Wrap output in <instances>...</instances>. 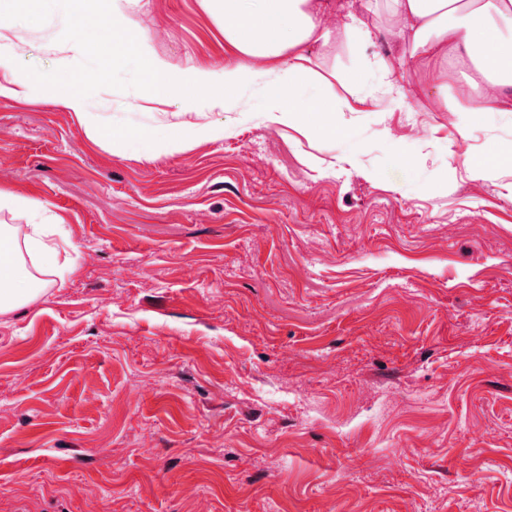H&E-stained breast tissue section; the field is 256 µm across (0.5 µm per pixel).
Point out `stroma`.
I'll return each instance as SVG.
<instances>
[{
  "instance_id": "1",
  "label": "stroma",
  "mask_w": 512,
  "mask_h": 512,
  "mask_svg": "<svg viewBox=\"0 0 512 512\" xmlns=\"http://www.w3.org/2000/svg\"><path fill=\"white\" fill-rule=\"evenodd\" d=\"M356 15L372 42L332 14L302 49L357 77L303 90L340 108L310 135L71 49L110 0H12L0 189L55 258L0 314V512H512V168L465 165L512 114L437 111L380 0ZM130 17L172 68L238 62L206 0Z\"/></svg>"
}]
</instances>
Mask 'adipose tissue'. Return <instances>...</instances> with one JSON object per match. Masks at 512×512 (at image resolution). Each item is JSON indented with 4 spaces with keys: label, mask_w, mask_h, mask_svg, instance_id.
<instances>
[{
    "label": "adipose tissue",
    "mask_w": 512,
    "mask_h": 512,
    "mask_svg": "<svg viewBox=\"0 0 512 512\" xmlns=\"http://www.w3.org/2000/svg\"><path fill=\"white\" fill-rule=\"evenodd\" d=\"M224 27V40L240 61L217 73L172 68L151 55L123 0H113L110 42L78 43L79 51L110 59L127 53L146 60L155 96L194 92L192 107H221L241 90L262 84L265 112L277 125L300 124L302 86L325 82L308 66L303 46L329 48L332 12H351L350 0H209ZM387 11L408 41L410 54L436 78L435 105L451 112H512V0H387ZM458 71L475 99L448 95L449 71ZM40 285L21 262L9 225L0 226V312L36 297Z\"/></svg>",
    "instance_id": "adipose-tissue-1"
}]
</instances>
